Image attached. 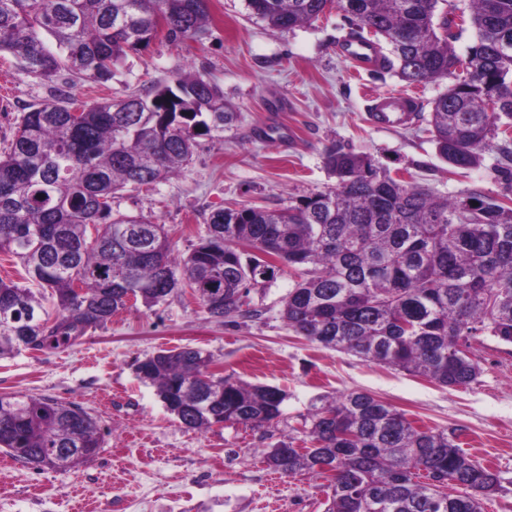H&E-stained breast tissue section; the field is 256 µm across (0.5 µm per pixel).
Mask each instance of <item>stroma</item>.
<instances>
[{
	"instance_id": "1",
	"label": "stroma",
	"mask_w": 512,
	"mask_h": 512,
	"mask_svg": "<svg viewBox=\"0 0 512 512\" xmlns=\"http://www.w3.org/2000/svg\"><path fill=\"white\" fill-rule=\"evenodd\" d=\"M211 36L203 42H153L128 52L107 89L50 84L0 55V148L28 107L71 95L92 101L193 73L216 82L237 114L220 143L200 138L190 163L149 188L123 191L114 210L164 225L175 253L187 255L207 232L212 212L234 204L279 208L335 186L327 150L370 155L375 165L434 194L460 199L477 192L512 200V165L490 146L479 166L456 169L438 154L428 131L431 101L447 81L409 85L388 70L356 74L342 53L352 26L339 9L291 30L251 18L245 0H209ZM415 93L411 123L373 127L371 97ZM294 285L285 266L251 289L246 314L211 318L190 288L154 307L130 306L106 326L55 350L24 349L0 359V394L29 393L75 403L106 436L97 455L69 471L37 470L0 454V512H325L331 480L285 475L264 457L291 435L322 395L364 391L432 428L460 429L475 459L509 482L485 512H512V345L482 336L471 353L481 373L449 389L297 336L282 319ZM208 352L213 372L284 388L283 420L274 432L239 426L199 432L183 427L136 373L163 348Z\"/></svg>"
}]
</instances>
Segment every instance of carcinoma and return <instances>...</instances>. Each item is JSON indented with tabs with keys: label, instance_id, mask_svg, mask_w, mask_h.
<instances>
[{
	"label": "carcinoma",
	"instance_id": "cac0c4a2",
	"mask_svg": "<svg viewBox=\"0 0 512 512\" xmlns=\"http://www.w3.org/2000/svg\"><path fill=\"white\" fill-rule=\"evenodd\" d=\"M460 25L475 29L467 60L456 54L448 0H246L249 14L285 30L330 7L386 40L381 66L408 83L468 76L431 102L440 156L468 168L499 138L512 163V0H468ZM210 35L208 0H0V53L52 82L104 84L130 51L154 40ZM234 112L208 80L181 74L145 92L86 103L66 96L31 109L0 152V250L29 281L49 288L50 314L32 289L0 280V358L27 344L59 349L112 321L129 299L151 308L186 285L214 318L242 311L250 288L281 263L295 276L283 319L319 346L466 388L480 375L470 342L512 345V206L482 195L434 196L378 168L369 156L330 151L336 187L280 208L226 207L184 257L164 225L112 210L123 190L176 175L199 138L224 141ZM475 204L465 210V202ZM258 255L243 260V251ZM211 355L163 349L137 365L141 380L181 424L276 428L285 391L209 370ZM299 436L277 442L267 465L293 475L331 474L326 512H483L501 472L460 446L456 428L422 427L363 391L319 397ZM83 408L16 393L0 395V449L36 468L68 470L102 447Z\"/></svg>",
	"mask_w": 512,
	"mask_h": 512
}]
</instances>
